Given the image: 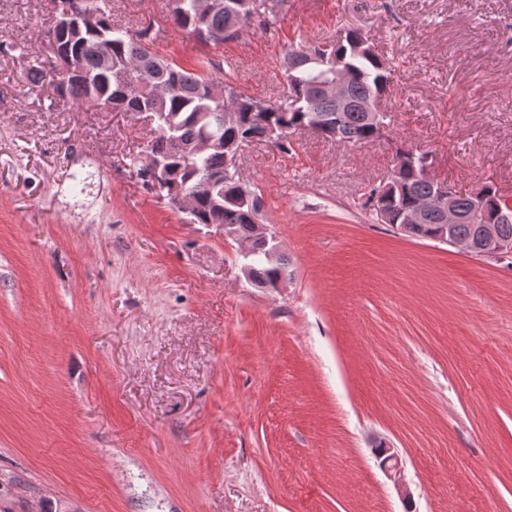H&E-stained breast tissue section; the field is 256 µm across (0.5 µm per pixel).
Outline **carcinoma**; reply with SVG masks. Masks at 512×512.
Listing matches in <instances>:
<instances>
[{
  "instance_id": "obj_1",
  "label": "carcinoma",
  "mask_w": 512,
  "mask_h": 512,
  "mask_svg": "<svg viewBox=\"0 0 512 512\" xmlns=\"http://www.w3.org/2000/svg\"><path fill=\"white\" fill-rule=\"evenodd\" d=\"M88 8L102 15L97 29L90 31L76 28L67 33L49 30V42L58 55L73 65L69 74H60L52 84L53 93L62 100L75 104L106 106L108 112H144L155 124L156 136L141 151V158L133 161L136 177L144 187H155L147 179V157L158 156L166 160L171 181L187 188L195 198L196 206L191 217L195 224H233L242 238H251L255 232L254 209L250 200H262L258 187L241 181L224 168V152L207 153L189 157L171 150V142L180 139L185 143L210 131L208 114L218 110L215 99V79L212 63L196 70L184 69L174 62L158 58L144 45L147 32L131 33L112 25L109 15L90 0H80ZM199 0H170V20L188 31L200 42L207 39L204 33L211 29H226L236 23L249 26L258 14L257 0H248V12L237 21L228 7L232 0H222L224 6L200 13ZM107 42L112 47V67L127 72L124 86H118L101 68L97 46ZM342 54L352 73V97L357 102L369 98L382 99L390 90L392 66L375 53L368 39L357 29H346L335 38L322 43H300L288 48L285 56L293 59V71L283 72L288 86V96L279 103L252 98L224 82V111L233 112L236 120L224 126L221 137L224 145L235 140L253 137L283 151L288 148V137L302 132L310 121L307 96L322 81L332 77L330 60ZM344 143H365L381 137L367 125L364 115L353 109L344 115ZM394 169L398 170L401 191L396 197L384 191V186L372 189L374 210L383 209L389 217L388 224L407 236L426 240L439 233L437 216L427 224L402 223L403 211L414 201L433 191V177L424 176L418 164L409 159L404 147L395 151ZM483 225L451 224L448 234L467 241L476 249H483ZM246 276L256 287L273 284L286 272L285 264L271 261L266 249L258 247L245 257Z\"/></svg>"
}]
</instances>
